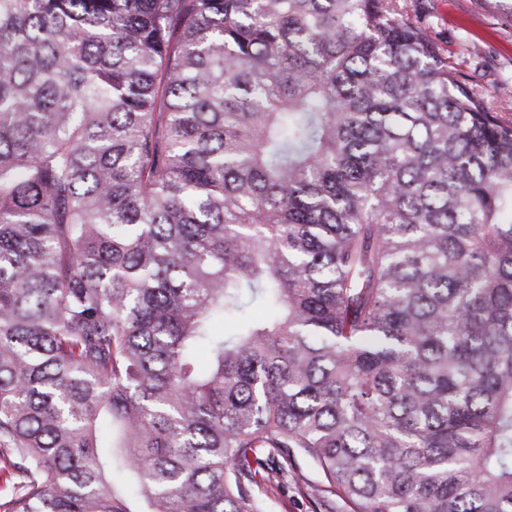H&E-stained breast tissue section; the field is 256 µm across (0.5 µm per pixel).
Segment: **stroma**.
<instances>
[{
    "label": "stroma",
    "mask_w": 512,
    "mask_h": 512,
    "mask_svg": "<svg viewBox=\"0 0 512 512\" xmlns=\"http://www.w3.org/2000/svg\"><path fill=\"white\" fill-rule=\"evenodd\" d=\"M418 13L427 34L443 49L461 79L512 123V10L491 0H400ZM321 478L305 469L302 480L284 478L273 494H264L266 512H319Z\"/></svg>",
    "instance_id": "obj_1"
}]
</instances>
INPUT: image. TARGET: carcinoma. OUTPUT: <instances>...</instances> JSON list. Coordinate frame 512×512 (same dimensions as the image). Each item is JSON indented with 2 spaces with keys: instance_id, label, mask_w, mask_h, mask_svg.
I'll list each match as a JSON object with an SVG mask.
<instances>
[{
  "instance_id": "cac0c4a2",
  "label": "carcinoma",
  "mask_w": 512,
  "mask_h": 512,
  "mask_svg": "<svg viewBox=\"0 0 512 512\" xmlns=\"http://www.w3.org/2000/svg\"><path fill=\"white\" fill-rule=\"evenodd\" d=\"M272 462L512 512V124L399 0H0L9 512H265Z\"/></svg>"
}]
</instances>
